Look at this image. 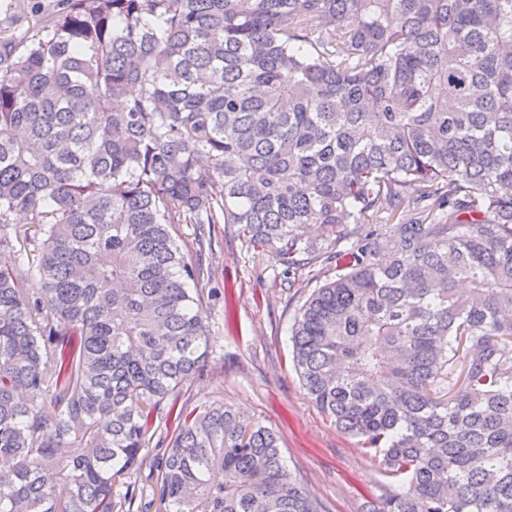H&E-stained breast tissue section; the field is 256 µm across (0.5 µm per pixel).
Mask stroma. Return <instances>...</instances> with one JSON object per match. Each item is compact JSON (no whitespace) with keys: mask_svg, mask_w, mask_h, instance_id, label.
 Here are the masks:
<instances>
[{"mask_svg":"<svg viewBox=\"0 0 512 512\" xmlns=\"http://www.w3.org/2000/svg\"><path fill=\"white\" fill-rule=\"evenodd\" d=\"M50 2L0 0V36L31 35L34 10ZM179 233L184 251L202 256L212 272L204 292L208 362L186 389L188 407L221 402L275 428L288 466L327 512H371L393 478L308 398L292 363L290 326L314 288L335 277V266L318 262L290 277L269 253L248 249L235 225H215L203 242L194 225H180Z\"/></svg>","mask_w":512,"mask_h":512,"instance_id":"35a3bbf8","label":"stroma"}]
</instances>
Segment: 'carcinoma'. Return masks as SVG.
I'll return each mask as SVG.
<instances>
[{
  "instance_id": "carcinoma-1",
  "label": "carcinoma",
  "mask_w": 512,
  "mask_h": 512,
  "mask_svg": "<svg viewBox=\"0 0 512 512\" xmlns=\"http://www.w3.org/2000/svg\"><path fill=\"white\" fill-rule=\"evenodd\" d=\"M178 224L336 263L293 362L396 480L373 512H512V0H56L0 37V512H126L175 411L156 512H327L276 431L177 408Z\"/></svg>"
}]
</instances>
